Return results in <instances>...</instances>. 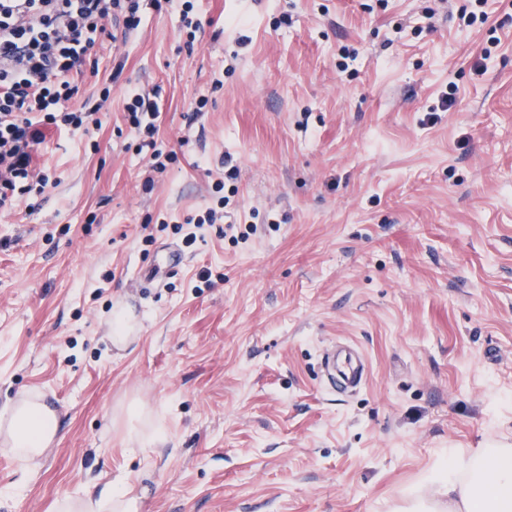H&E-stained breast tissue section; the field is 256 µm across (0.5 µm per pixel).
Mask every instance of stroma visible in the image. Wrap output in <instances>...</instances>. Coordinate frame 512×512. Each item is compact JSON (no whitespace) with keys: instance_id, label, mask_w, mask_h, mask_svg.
<instances>
[{"instance_id":"stroma-1","label":"stroma","mask_w":512,"mask_h":512,"mask_svg":"<svg viewBox=\"0 0 512 512\" xmlns=\"http://www.w3.org/2000/svg\"><path fill=\"white\" fill-rule=\"evenodd\" d=\"M192 3L194 32L171 0L109 26L67 103L109 88L100 127H47L44 192L0 209V417L58 416L38 466L0 454V512L108 485L139 512H394L449 449L512 448V0ZM340 342L350 397L319 379ZM125 111L126 119L131 127L144 136L140 151L144 147H153V138L157 131L154 123L157 114L154 104L149 99H146L145 96L136 93L129 96L125 105ZM113 341L118 344L125 343L135 330V318L130 311L118 312L113 316L111 322ZM324 367L323 383L339 394L357 393L366 379V362L356 349H348L336 356V352L325 353L322 357Z\"/></svg>"}]
</instances>
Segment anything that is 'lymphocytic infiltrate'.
Returning <instances> with one entry per match:
<instances>
[{"label":"lymphocytic infiltrate","mask_w":512,"mask_h":512,"mask_svg":"<svg viewBox=\"0 0 512 512\" xmlns=\"http://www.w3.org/2000/svg\"><path fill=\"white\" fill-rule=\"evenodd\" d=\"M114 20L138 29L140 0H0V208L47 186L32 165L46 126L86 133L99 125L109 89L77 111L66 103L75 73Z\"/></svg>","instance_id":"1"}]
</instances>
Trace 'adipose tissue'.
Instances as JSON below:
<instances>
[{
    "label": "adipose tissue",
    "instance_id": "obj_1",
    "mask_svg": "<svg viewBox=\"0 0 512 512\" xmlns=\"http://www.w3.org/2000/svg\"><path fill=\"white\" fill-rule=\"evenodd\" d=\"M51 408L20 399L11 410L0 452L36 464L57 434ZM429 496H418L399 512H512V448H452L436 468ZM127 490L107 486L97 497L58 501L57 512H137Z\"/></svg>",
    "mask_w": 512,
    "mask_h": 512
}]
</instances>
